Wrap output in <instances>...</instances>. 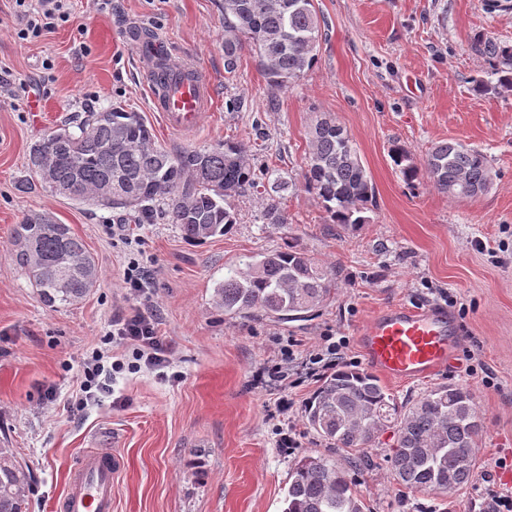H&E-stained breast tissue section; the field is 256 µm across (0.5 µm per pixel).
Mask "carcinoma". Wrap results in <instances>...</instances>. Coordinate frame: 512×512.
I'll return each mask as SVG.
<instances>
[{
  "mask_svg": "<svg viewBox=\"0 0 512 512\" xmlns=\"http://www.w3.org/2000/svg\"><path fill=\"white\" fill-rule=\"evenodd\" d=\"M224 16V55L238 60L249 46L271 92L304 77L317 59L321 18L314 0H219ZM473 51L489 65L496 82L475 80V89L499 94L512 90V44L479 35ZM161 76L172 70L151 44L140 46ZM50 192L113 210H135L141 221L162 216L183 238L202 242L226 234L237 223L230 200L260 187L282 189L275 169L258 171L250 147L236 139L199 147L159 143L145 119L115 102L73 116L52 133ZM305 186L321 199L329 223L354 230L374 203L375 190L352 140L329 117L307 131ZM404 182L421 175L438 191L469 201L487 191L493 169L480 150L457 141L432 146L423 166L406 150H390ZM266 224L287 216L273 195L266 197ZM17 265L50 305H72L100 278L95 258L70 225L40 212L13 228ZM336 269L295 250L264 252L229 272L214 288L216 306L243 318L261 316L288 322L305 319L335 287ZM310 430L330 448L305 455L290 470L283 512H364L349 471L371 464L364 449L393 431L386 462L397 484L426 494H449L466 485L475 465L474 448L484 429L470 389L441 385L410 405H402L371 373L342 367L324 376L304 406ZM33 470L14 449L0 445V512H26Z\"/></svg>",
  "mask_w": 512,
  "mask_h": 512,
  "instance_id": "obj_1",
  "label": "carcinoma"
}]
</instances>
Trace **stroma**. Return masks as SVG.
Masks as SVG:
<instances>
[{
  "label": "stroma",
  "mask_w": 512,
  "mask_h": 512,
  "mask_svg": "<svg viewBox=\"0 0 512 512\" xmlns=\"http://www.w3.org/2000/svg\"><path fill=\"white\" fill-rule=\"evenodd\" d=\"M219 0H71V18L19 41L11 0H0V441L35 473L27 512H55L67 477L88 448H114L112 512H282L295 459L327 447L304 420L318 387L256 380L294 343L300 370L325 333L348 337L359 369L361 327L378 311L409 306L449 312L461 330L452 361L421 380H385L404 403L455 382L471 388L485 429L469 483L447 496L396 484L383 434L352 471L364 512H479L484 481L512 490V91L480 94L487 64L471 49L481 33L512 43V10L484 0H314L322 18L317 61L294 86L271 93L250 51L227 77ZM149 29L175 63L211 79L213 108L190 136L170 132L154 112L145 62L132 29ZM40 111L28 108L30 98ZM140 113L158 140L199 146L248 142L257 168L279 170L284 224H264L262 195L235 200L238 222L222 236L187 241L176 225L141 224L132 211L77 203L45 189L27 168L31 144L78 112L112 102ZM328 115L351 137L375 187L367 224H330L304 186L306 132ZM448 139L481 150L496 176L480 197L460 202L428 180L407 185L389 149L415 163ZM70 225L95 257L101 278L79 302L48 306L17 266L11 231L30 213ZM130 224L138 244L113 234ZM293 248L336 267V290L311 317L289 322L224 314L214 289L228 270L261 253ZM156 272L148 304L177 381L141 372L118 377L113 394L68 405L80 394L93 350L115 360L125 346L102 344L122 295L131 253ZM290 407L281 410V398ZM299 445L280 447L282 435Z\"/></svg>",
  "instance_id": "1"
}]
</instances>
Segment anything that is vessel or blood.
<instances>
[{
  "label": "vessel or blood",
  "mask_w": 512,
  "mask_h": 512,
  "mask_svg": "<svg viewBox=\"0 0 512 512\" xmlns=\"http://www.w3.org/2000/svg\"><path fill=\"white\" fill-rule=\"evenodd\" d=\"M147 83L156 112L173 131L196 130L212 109L209 80L195 64L180 66L164 80L148 75ZM361 336L371 368L395 380L425 378L446 368L458 343L449 316L415 307L379 312ZM120 465L108 450L80 455L57 512H112V475Z\"/></svg>",
  "instance_id": "1"
}]
</instances>
